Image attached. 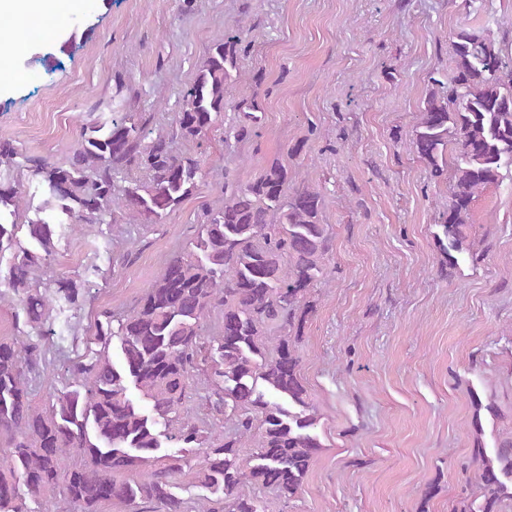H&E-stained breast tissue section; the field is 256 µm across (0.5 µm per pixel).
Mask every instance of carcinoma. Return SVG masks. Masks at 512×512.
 Here are the masks:
<instances>
[{
    "instance_id": "carcinoma-1",
    "label": "carcinoma",
    "mask_w": 512,
    "mask_h": 512,
    "mask_svg": "<svg viewBox=\"0 0 512 512\" xmlns=\"http://www.w3.org/2000/svg\"><path fill=\"white\" fill-rule=\"evenodd\" d=\"M249 34L239 27L213 40L168 126L150 127L149 113L91 121L67 161L26 160L28 178L45 194L27 223H17L21 191L0 187V263L7 262L0 301L17 302L16 336L0 340V512H36L29 504L51 495L76 512L106 503L182 512L174 477L193 451L194 478L209 492L199 512H260L240 487L293 499L324 448L299 341L311 288L327 275L332 232L322 222L323 192L288 191V167L277 161L246 183L224 170V203L201 210L190 250L166 263L130 313L100 311L99 349L71 361L46 408L32 399L51 297L77 306L92 300L76 279L42 280L54 261V225L161 224L191 196L205 171L175 143L212 131L229 82L241 75ZM452 45L453 71L424 101L410 144L430 178L449 183L434 238L450 270L475 256L476 196L512 171V57L465 28ZM263 113L259 92L239 100L225 140L258 136ZM134 169L143 181L128 180ZM22 230L36 247L21 245ZM215 309L224 325L208 340L203 325ZM275 328L287 334L275 336ZM204 364L215 418L208 428L182 412L187 380ZM471 404L473 447L462 467L476 468L478 493L462 512H505V503L512 509V430L487 445L481 411L495 416L497 408L474 392ZM252 439L256 451L244 459L241 448Z\"/></svg>"
}]
</instances>
